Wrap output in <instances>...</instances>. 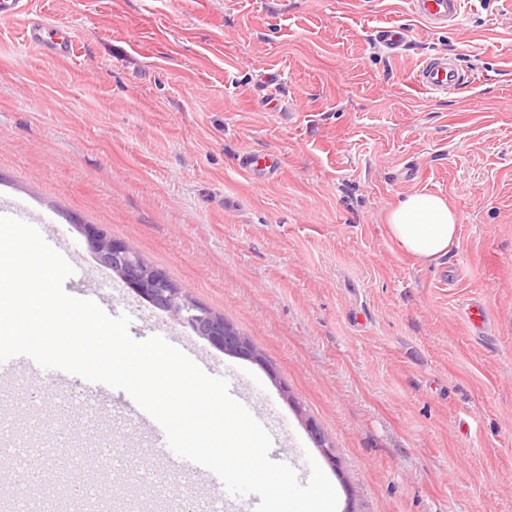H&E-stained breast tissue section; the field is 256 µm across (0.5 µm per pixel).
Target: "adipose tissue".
Instances as JSON below:
<instances>
[{
	"mask_svg": "<svg viewBox=\"0 0 512 512\" xmlns=\"http://www.w3.org/2000/svg\"><path fill=\"white\" fill-rule=\"evenodd\" d=\"M391 240L406 255L426 265L447 255L459 235V216L438 194H406L386 216Z\"/></svg>",
	"mask_w": 512,
	"mask_h": 512,
	"instance_id": "1",
	"label": "adipose tissue"
}]
</instances>
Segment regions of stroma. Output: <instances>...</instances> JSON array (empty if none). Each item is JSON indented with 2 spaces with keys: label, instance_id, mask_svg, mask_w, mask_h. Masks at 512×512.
Masks as SVG:
<instances>
[{
  "label": "stroma",
  "instance_id": "stroma-1",
  "mask_svg": "<svg viewBox=\"0 0 512 512\" xmlns=\"http://www.w3.org/2000/svg\"><path fill=\"white\" fill-rule=\"evenodd\" d=\"M34 22L68 31L72 58L30 43ZM388 24L412 32L400 54L375 38ZM435 53L465 76L441 96L414 81ZM247 152L274 154L276 171L242 170ZM419 190L461 219L428 265L385 225ZM0 204L76 255L86 278L69 295L128 315L134 340L173 332L247 386L300 482L317 462L338 512H512V0L437 32L407 0H31L0 20ZM79 224L135 248L266 366L137 296ZM474 299L480 333L462 318ZM26 383L0 389L16 437L43 432L49 456L57 415L76 439L95 430L99 416L55 392L34 423ZM105 438L130 470L107 479L91 462L84 476L138 512L157 493L141 464L171 451L117 411Z\"/></svg>",
  "mask_w": 512,
  "mask_h": 512
}]
</instances>
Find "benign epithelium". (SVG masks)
Returning a JSON list of instances; mask_svg holds the SVG:
<instances>
[{
	"instance_id": "1",
	"label": "benign epithelium",
	"mask_w": 512,
	"mask_h": 512,
	"mask_svg": "<svg viewBox=\"0 0 512 512\" xmlns=\"http://www.w3.org/2000/svg\"><path fill=\"white\" fill-rule=\"evenodd\" d=\"M78 230L101 265L111 269L134 293L182 322L210 344L230 356L260 361L254 346L239 336L224 318L187 302L161 272L144 266L128 244L117 242L97 224H79Z\"/></svg>"
}]
</instances>
